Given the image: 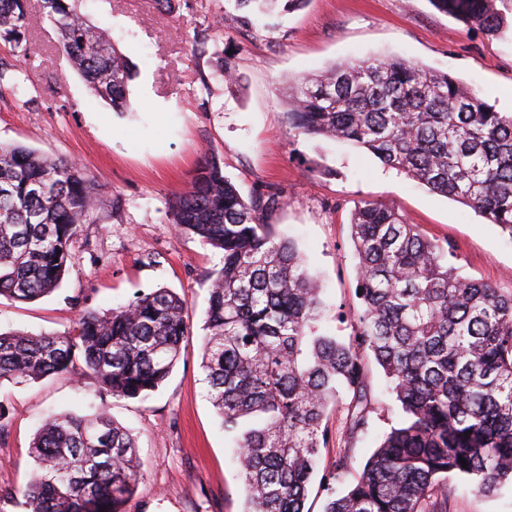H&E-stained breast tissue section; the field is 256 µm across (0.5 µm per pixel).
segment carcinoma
<instances>
[{"label":"carcinoma","mask_w":512,"mask_h":512,"mask_svg":"<svg viewBox=\"0 0 512 512\" xmlns=\"http://www.w3.org/2000/svg\"><path fill=\"white\" fill-rule=\"evenodd\" d=\"M27 0H0V40L28 42ZM62 51L93 98L130 108L127 62L79 9L40 0ZM307 0H234L253 26ZM501 37L497 0H429ZM297 134L347 142L429 191L470 208L512 240V113L498 112L446 72L401 57L338 62L289 81ZM101 202L77 163L0 144V296L32 302L56 291L80 226ZM274 193L244 199L215 156L169 204L178 231L223 251L209 284L201 367L224 430L235 434L246 512H305L329 443L325 423L350 396L346 433L365 429L374 402L368 359L381 367L402 419L325 512H451L446 479L494 494L512 483V290L463 276L453 249L394 207L362 199L351 213L360 307L340 338L294 240L268 218ZM186 299L168 288L87 311L65 334L0 333V383L71 373L114 397L148 399L189 335ZM28 512H125L140 474L135 440L102 409L49 417L35 435ZM466 464H461L460 459Z\"/></svg>","instance_id":"1"}]
</instances>
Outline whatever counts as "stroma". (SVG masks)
Segmentation results:
<instances>
[{"mask_svg": "<svg viewBox=\"0 0 512 512\" xmlns=\"http://www.w3.org/2000/svg\"><path fill=\"white\" fill-rule=\"evenodd\" d=\"M80 9L131 65V108L118 114L93 100L35 2L28 51L0 43V58L14 64L20 83L0 92V143L77 162L101 195L93 222L81 225L71 245L61 288L31 303L1 296L0 331L61 334L87 311L165 287L186 297L190 336L169 379L145 401L114 397L68 373L0 384V491L12 493L0 498V512H25L23 492L35 468L29 447L45 418L101 407L139 447L140 477L125 512H244L232 436L201 368L208 286L223 254L171 224V194L191 186L209 154L223 161L243 197L279 193L284 205L270 221L295 239L334 313L359 303L349 221L366 197L451 244L461 274L510 290L512 242L496 226L366 151L297 135L288 120V81L390 54L446 72L512 113V40L488 37L429 0H309L274 30L243 25L231 0H175L169 14L152 0H81ZM222 66L234 82L214 78ZM370 375L376 401L364 431L345 441L346 404L329 411V445L308 487L307 512H324L330 494H344L399 423L382 370L371 366ZM343 447L352 462L338 475L334 461ZM448 483L451 512H512L511 484L485 497L461 477Z\"/></svg>", "mask_w": 512, "mask_h": 512, "instance_id": "stroma-1", "label": "stroma"}]
</instances>
